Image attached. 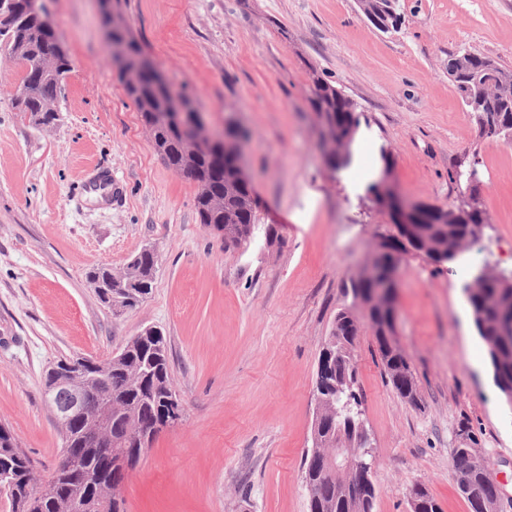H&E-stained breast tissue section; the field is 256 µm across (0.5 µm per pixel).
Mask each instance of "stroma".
<instances>
[{"instance_id": "stroma-1", "label": "stroma", "mask_w": 512, "mask_h": 512, "mask_svg": "<svg viewBox=\"0 0 512 512\" xmlns=\"http://www.w3.org/2000/svg\"><path fill=\"white\" fill-rule=\"evenodd\" d=\"M73 61L60 120L32 126L11 108L21 69L0 54V423L46 479L61 434L44 375L63 357L104 359L155 327L168 340L182 419L163 429L120 493L127 512H309L318 358L345 285L396 235L367 187L391 155L408 201L446 205L456 161L475 156L488 218L481 239L439 266L403 255L396 340L419 404L388 384L370 332L355 349L364 424L376 455L373 512H411L421 483L442 512H469L452 454L469 426L512 512V406L496 388L463 286L512 273V143L480 137L448 77L466 49L512 70V0H399L383 33L356 0H121L133 36L207 128H247L244 168L257 200L241 247L199 224L197 185L157 154L112 65L97 0H45ZM357 103L349 169L331 172L308 101L312 72ZM105 166L120 201L86 194ZM275 229L281 246L267 247ZM159 256L151 295L113 316L86 278Z\"/></svg>"}]
</instances>
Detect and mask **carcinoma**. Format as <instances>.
Returning <instances> with one entry per match:
<instances>
[{
  "label": "carcinoma",
  "mask_w": 512,
  "mask_h": 512,
  "mask_svg": "<svg viewBox=\"0 0 512 512\" xmlns=\"http://www.w3.org/2000/svg\"><path fill=\"white\" fill-rule=\"evenodd\" d=\"M28 0H6L0 10V52H5L23 68L22 83L27 96L12 104L29 123L39 128L53 127L60 120L58 94L66 75L72 70L68 55L55 52L61 36L53 24L27 11ZM367 6L383 26H395L398 0H367ZM118 23L112 33L115 42L125 46L129 58L141 50L130 27L117 13ZM52 57L53 69L46 71L34 66V61ZM455 61L459 92L465 86L493 81L506 96L496 94L481 97L467 105L476 125L483 120L512 124V71L494 60L468 51L448 55ZM181 96L171 86L156 85L151 78L141 79L137 90L128 93L141 115H150L158 130L155 150L166 166L183 172L190 169V178L197 184L194 199L199 223L220 233L224 245L238 247L253 234L256 223V202L248 184L231 180L230 160H218L213 152L199 151L187 158L184 132L171 119L172 96ZM309 102L317 111L322 129L344 139L343 153L328 163V168L339 172L352 163V144L360 126L357 104L318 72H312ZM380 177L368 191L376 203L391 204L383 187L392 173L390 156L383 155ZM484 216L476 214L469 221H448V208L430 205V210L418 226L422 244L418 250L428 258L458 246L470 237L469 224H478ZM400 250L397 245L382 241L370 267L350 280V303L344 305L334 319L331 333L319 357L315 391L323 397L321 411L314 427L319 437L312 439L313 449L304 461L303 479L309 494V512H372L375 487L368 482L357 490L358 497L346 504L344 489L347 477L338 474L330 465L327 453L336 446L350 447L353 434L362 424L360 403L354 387L357 367L354 348L364 330L371 332L388 383L398 396L412 404L418 403L417 385L410 361L395 337L392 327L399 288ZM158 255L142 248L133 255L124 269L121 280L112 278L111 269L103 265L88 272V280L97 281L101 304L119 315L136 308L152 293ZM464 289L474 323L487 353L490 367L497 376L512 382V282L472 279ZM91 394L106 392L112 399V438L118 453L129 457L136 453L140 442H153L155 425L161 418L166 399L175 395L168 364L166 337L152 328L131 337L113 357L97 361L95 368L83 378ZM93 419L86 416L74 421L62 431L61 455L49 482L58 493L51 497L38 496L39 482L32 462L18 445L9 427L0 424V485L9 490L5 495L12 512H75L76 503L85 495L100 496L112 486L113 471L106 458L83 446L85 431ZM70 451L83 458V468L72 470L63 462L64 452ZM466 449H454L452 467L459 495L478 512L477 497L498 498L494 485L485 484L481 476L467 471L464 466ZM477 484L479 496L470 494L469 485ZM411 512H441L437 501L420 484L409 493Z\"/></svg>",
  "instance_id": "1"
}]
</instances>
